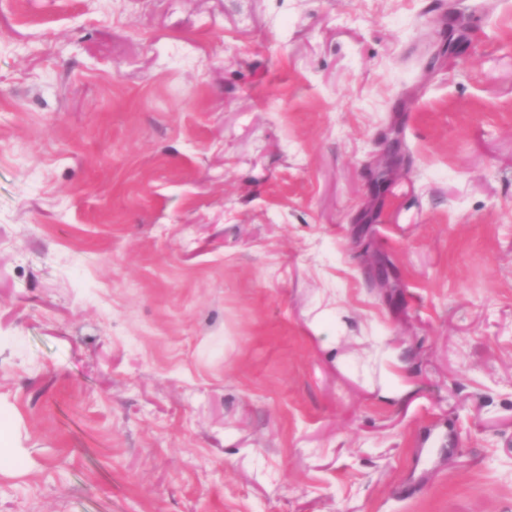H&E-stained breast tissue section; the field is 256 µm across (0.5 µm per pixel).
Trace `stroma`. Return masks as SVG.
<instances>
[{
  "mask_svg": "<svg viewBox=\"0 0 512 512\" xmlns=\"http://www.w3.org/2000/svg\"><path fill=\"white\" fill-rule=\"evenodd\" d=\"M0 413V512H512V0H0Z\"/></svg>",
  "mask_w": 512,
  "mask_h": 512,
  "instance_id": "35a3bbf8",
  "label": "stroma"
}]
</instances>
